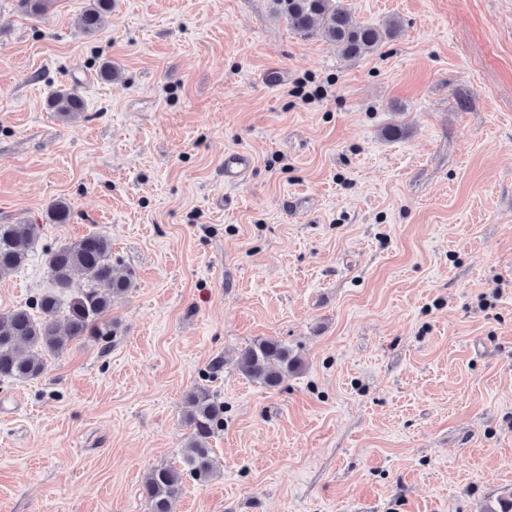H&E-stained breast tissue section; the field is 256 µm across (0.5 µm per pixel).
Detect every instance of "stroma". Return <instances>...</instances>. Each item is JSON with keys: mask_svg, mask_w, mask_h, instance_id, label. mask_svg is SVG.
<instances>
[{"mask_svg": "<svg viewBox=\"0 0 512 512\" xmlns=\"http://www.w3.org/2000/svg\"><path fill=\"white\" fill-rule=\"evenodd\" d=\"M0 0V224L97 232L134 286L110 342L0 385V512H149L183 469L185 396L224 405L218 473L175 512H497L512 496V0H342L398 22L341 56L272 0ZM116 76H101L103 62ZM77 88L78 118L49 97ZM250 155L235 186L224 155ZM68 203L54 224L49 206ZM299 371L268 389L241 349ZM92 4L79 17L80 26L87 32L98 29L112 8V0H92ZM301 359L280 340L267 338L243 349L239 356L241 372L268 389L277 388L288 372L301 367ZM182 471L161 467L149 472L142 484L141 494L150 512H172L174 501L182 492Z\"/></svg>", "mask_w": 512, "mask_h": 512, "instance_id": "obj_1", "label": "stroma"}]
</instances>
